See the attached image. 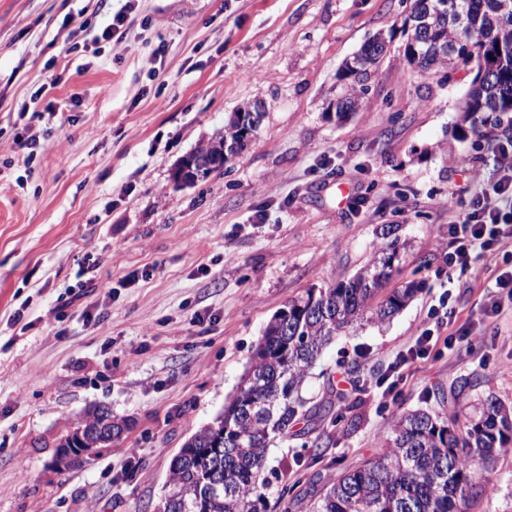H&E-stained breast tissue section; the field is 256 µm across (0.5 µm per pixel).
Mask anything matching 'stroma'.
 Masks as SVG:
<instances>
[{"label": "stroma", "mask_w": 512, "mask_h": 512, "mask_svg": "<svg viewBox=\"0 0 512 512\" xmlns=\"http://www.w3.org/2000/svg\"><path fill=\"white\" fill-rule=\"evenodd\" d=\"M412 3L138 0L149 25L128 29L120 60L90 62L67 47L96 0H0V512H154L172 457L223 412L273 316L370 264L389 225L390 284L420 290L325 348L303 394L333 398L345 420L324 424L319 446L296 417L269 450L273 487L301 494L379 455L396 415L448 412L460 378L467 402L512 405V306L478 315L512 245L455 291L453 325L474 343L406 358L448 287V214L493 167L461 121L471 66L424 75L404 54ZM378 33L388 52L337 117L342 65ZM44 83L61 108L30 178L13 133ZM255 102L265 116L246 150L176 184L182 157ZM91 277L99 289L81 295ZM97 407L125 430L56 470L60 439ZM484 477L469 512H512V453Z\"/></svg>", "instance_id": "35a3bbf8"}]
</instances>
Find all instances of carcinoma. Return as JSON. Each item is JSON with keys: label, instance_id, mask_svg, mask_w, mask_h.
Instances as JSON below:
<instances>
[{"label": "carcinoma", "instance_id": "cac0c4a2", "mask_svg": "<svg viewBox=\"0 0 512 512\" xmlns=\"http://www.w3.org/2000/svg\"><path fill=\"white\" fill-rule=\"evenodd\" d=\"M438 0H413L412 7L426 13L425 33H407L410 62L427 73L451 68L457 61L480 64L497 46L496 72L485 84H472L461 112L473 133L512 117V9L502 0H456L457 8L437 10ZM383 54L367 60L363 70L336 101V111L352 112L368 90L370 70ZM250 106L231 114L224 133L185 155L202 161L183 176L193 185L224 170L230 157L242 152L249 138L242 120ZM395 228L381 247L382 257L347 281L310 288L288 302V326L282 313L269 322L258 343L247 375L236 396L213 422L195 432L185 448H211L218 440L227 444L224 455H205L190 463L174 456L166 491L155 512H268L271 481L266 476L271 444L288 436L297 413L306 409L310 424L318 426L328 416L338 422L331 400L308 405L301 395L309 370L323 349L339 334L361 321L384 322L398 313L416 294L408 282L392 288L377 303L374 297L389 284L399 241ZM85 418L58 445L66 452L78 434L87 432ZM512 444V409L490 394L478 412L460 405L451 414L416 409L396 416L391 435L377 457L346 469L322 486L313 512H468L476 478L495 457ZM210 468L224 481L218 496L197 494L200 469Z\"/></svg>", "mask_w": 512, "mask_h": 512}]
</instances>
